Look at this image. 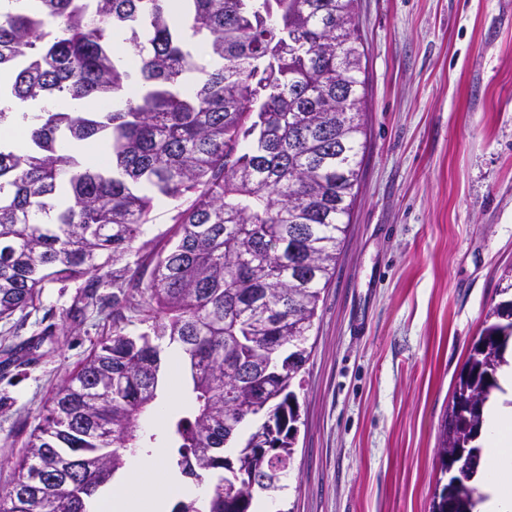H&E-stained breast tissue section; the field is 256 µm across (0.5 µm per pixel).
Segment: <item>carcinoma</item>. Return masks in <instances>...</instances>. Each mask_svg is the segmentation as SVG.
<instances>
[{
	"mask_svg": "<svg viewBox=\"0 0 512 512\" xmlns=\"http://www.w3.org/2000/svg\"><path fill=\"white\" fill-rule=\"evenodd\" d=\"M0 12V72L14 110L41 102L31 146L0 145V319L45 285L112 266L115 329L57 388L43 424L0 492V512H90L126 458L166 444L180 474L222 472L206 512H249L253 493L282 489L299 405L293 381L324 288L336 271L358 196L365 50L357 0H13ZM126 32L140 64L119 67L110 41ZM207 39L213 68L194 62ZM198 72L195 84L186 75ZM128 96L124 108L62 112L63 99ZM105 138L106 168L58 153L57 135ZM176 204L177 242L128 256L154 203ZM147 331L119 323L124 311ZM512 300L486 315L440 429L429 512H474L483 408L512 347ZM187 357V400L161 432L141 426L159 398L161 357L150 337Z\"/></svg>",
	"mask_w": 512,
	"mask_h": 512,
	"instance_id": "1",
	"label": "carcinoma"
}]
</instances>
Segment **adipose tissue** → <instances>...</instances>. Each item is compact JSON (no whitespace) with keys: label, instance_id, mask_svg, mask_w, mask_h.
Masks as SVG:
<instances>
[{"label":"adipose tissue","instance_id":"1","mask_svg":"<svg viewBox=\"0 0 512 512\" xmlns=\"http://www.w3.org/2000/svg\"><path fill=\"white\" fill-rule=\"evenodd\" d=\"M478 438L483 447L471 479L480 501L476 512H512V405H485ZM207 484H188L168 466L161 448L129 457L112 490L92 505V512H169L176 496L206 500Z\"/></svg>","mask_w":512,"mask_h":512}]
</instances>
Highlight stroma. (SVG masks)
<instances>
[{
    "label": "stroma",
    "mask_w": 512,
    "mask_h": 512,
    "mask_svg": "<svg viewBox=\"0 0 512 512\" xmlns=\"http://www.w3.org/2000/svg\"><path fill=\"white\" fill-rule=\"evenodd\" d=\"M360 189L261 512H428L457 373L512 268V0H358ZM53 282L0 320V489L53 391L112 332L111 287Z\"/></svg>",
    "instance_id": "obj_1"
}]
</instances>
